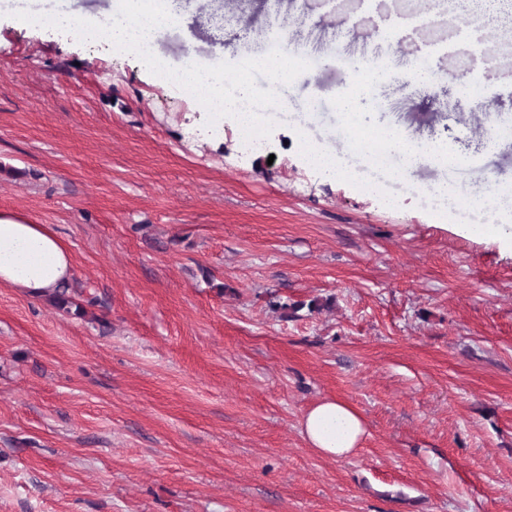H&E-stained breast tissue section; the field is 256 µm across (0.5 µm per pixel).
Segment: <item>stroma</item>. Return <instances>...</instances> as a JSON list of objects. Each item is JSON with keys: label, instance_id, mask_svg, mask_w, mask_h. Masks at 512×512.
Instances as JSON below:
<instances>
[{"label": "stroma", "instance_id": "stroma-1", "mask_svg": "<svg viewBox=\"0 0 512 512\" xmlns=\"http://www.w3.org/2000/svg\"><path fill=\"white\" fill-rule=\"evenodd\" d=\"M0 212L48 225L69 249L83 316L0 286V512H512V252L429 192L460 181L512 191V52L479 69L492 111L460 109L469 69L392 74L358 103L463 161L423 164L414 190L347 157L331 179L306 143L342 124L336 47L386 57L393 0H182L165 71L105 43L4 15ZM284 29L317 59L258 142L170 76L188 60L242 61ZM350 403L353 457L301 433L310 406Z\"/></svg>", "mask_w": 512, "mask_h": 512}]
</instances>
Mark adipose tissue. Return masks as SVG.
I'll return each mask as SVG.
<instances>
[{
	"mask_svg": "<svg viewBox=\"0 0 512 512\" xmlns=\"http://www.w3.org/2000/svg\"><path fill=\"white\" fill-rule=\"evenodd\" d=\"M14 18L29 27L51 20L54 29L95 36L159 69L163 66L159 38L177 21L178 11L177 0H120L118 7L89 17L59 6L49 15L25 7L15 12ZM176 79L181 86L205 91L209 104L231 115L244 135H252L260 127V115L248 108L256 95L248 76L239 80L229 96L224 93V70L218 64L202 67L188 62ZM380 83L375 69L362 67L350 72L346 86L339 91L337 106L346 127L352 128L354 135L336 146L328 142L309 144L303 153L305 163L327 176L336 177L343 169L345 154L366 144L379 151L402 155L403 166L392 173L396 179L412 174L427 159L445 165L456 164L457 155L449 153L445 146L426 147L394 125H365L354 106L362 92ZM71 274L70 253L48 225L33 224L21 215L0 212V286L22 288L30 296L43 299L66 285ZM301 432L312 448L334 459L355 454L367 434L362 416L348 403L334 398L322 400L303 414Z\"/></svg>",
	"mask_w": 512,
	"mask_h": 512,
	"instance_id": "adipose-tissue-1",
	"label": "adipose tissue"
}]
</instances>
